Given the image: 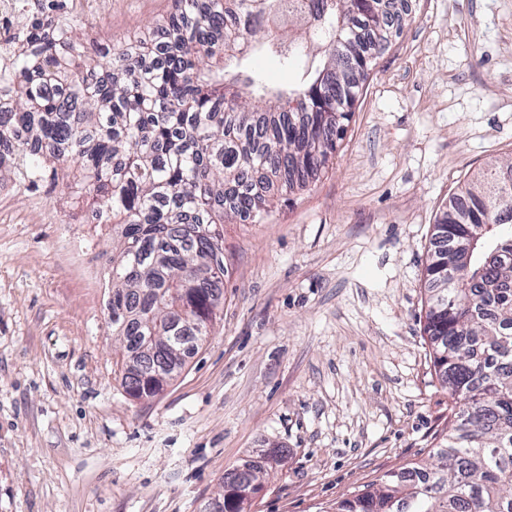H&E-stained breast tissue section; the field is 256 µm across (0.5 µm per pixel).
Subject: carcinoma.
<instances>
[{"instance_id": "cac0c4a2", "label": "carcinoma", "mask_w": 512, "mask_h": 512, "mask_svg": "<svg viewBox=\"0 0 512 512\" xmlns=\"http://www.w3.org/2000/svg\"><path fill=\"white\" fill-rule=\"evenodd\" d=\"M400 14L390 0H175L166 26L89 74L85 44L36 14L0 68V180L74 184L120 230L112 254L115 362L152 398L209 335L224 296L223 224H261L336 157L359 78ZM277 58L294 83L251 64ZM28 139L14 140L16 126ZM479 236L467 254L465 244ZM424 332L453 423L433 460L332 512H512V163L453 194L436 219ZM264 451L224 474L223 512L259 490Z\"/></svg>"}]
</instances>
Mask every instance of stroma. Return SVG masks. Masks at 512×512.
Returning <instances> with one entry per match:
<instances>
[{
  "instance_id": "obj_1",
  "label": "stroma",
  "mask_w": 512,
  "mask_h": 512,
  "mask_svg": "<svg viewBox=\"0 0 512 512\" xmlns=\"http://www.w3.org/2000/svg\"><path fill=\"white\" fill-rule=\"evenodd\" d=\"M174 0H95L82 37ZM512 157V0H407L332 167L224 226V302L157 396L114 365L117 239L64 182L0 181V512H206L262 449L244 512H325L429 461L448 391L424 333L436 215Z\"/></svg>"
}]
</instances>
